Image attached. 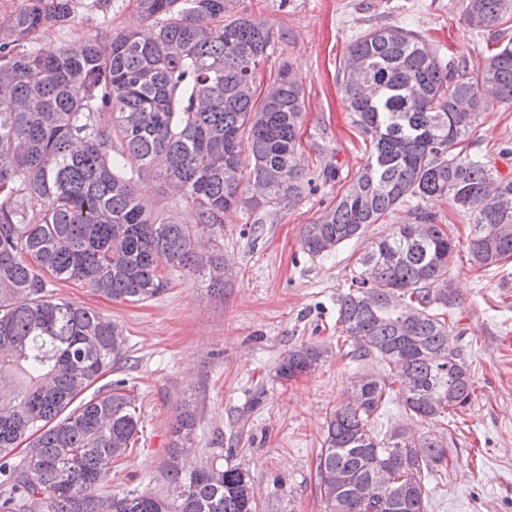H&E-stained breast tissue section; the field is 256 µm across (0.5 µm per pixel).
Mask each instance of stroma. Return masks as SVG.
I'll use <instances>...</instances> for the list:
<instances>
[{
    "label": "stroma",
    "mask_w": 512,
    "mask_h": 512,
    "mask_svg": "<svg viewBox=\"0 0 512 512\" xmlns=\"http://www.w3.org/2000/svg\"><path fill=\"white\" fill-rule=\"evenodd\" d=\"M135 0H73L71 23L40 32L44 52L141 27ZM237 11L261 20L272 34L258 77L273 82L287 65L299 77L305 110L299 154L317 188L295 207L275 212L242 208L222 228L204 227L211 252L224 258V288L216 291L189 272H175L155 299L116 302L77 281L48 279L49 296L111 317L127 339L124 359L87 396L121 383L135 398L139 429L126 457L98 482L100 495L167 490L164 463L182 408L196 415L195 462L216 461L246 471L257 512H325L315 489L313 460L325 420L346 401L353 381L379 373L374 359L354 360L337 346L336 299L348 286L365 243L351 241L309 256L307 224L336 203L366 161L362 136L351 124L337 81L347 46L370 29L397 24L438 42L444 54L476 56L487 40L464 19L463 0H236ZM473 152L512 173V105L489 97L471 136ZM332 165L327 181L318 174ZM154 213L190 219L182 198L156 177L139 184ZM428 209L452 219L460 243L449 267L455 315L475 381V397L455 422H416L419 433L444 440L448 464L429 482L428 512H512V259L471 265L468 226L449 201ZM328 348L311 372L281 379L277 368L300 345Z\"/></svg>",
    "instance_id": "1"
}]
</instances>
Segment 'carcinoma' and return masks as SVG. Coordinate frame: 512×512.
I'll return each instance as SVG.
<instances>
[{"label":"carcinoma","instance_id":"cac0c4a2","mask_svg":"<svg viewBox=\"0 0 512 512\" xmlns=\"http://www.w3.org/2000/svg\"><path fill=\"white\" fill-rule=\"evenodd\" d=\"M147 31H126L78 54L33 50L32 36L72 19V0H30L0 21V512H257L249 475L186 459L194 415L164 464L169 494L102 497L101 472L138 432L135 398L120 389L73 406L126 353L123 331L90 308L46 295L45 276L77 280L115 301L160 295L166 273L224 282V260L198 250L195 225L222 226L238 206L291 208L312 180L298 158L304 99L282 66L256 84L271 37L233 14V0H135ZM464 20L495 31L488 55L443 59L418 32L389 24L348 48L338 81L366 163L336 204L306 226L318 256L361 238L401 206L410 222L369 241L336 324L352 358L385 374L358 377L326 419L315 458L326 512H427V483L448 448L396 425L371 424L392 396L422 421H443L474 398L450 336L458 297L448 268L451 225L423 205L451 201L471 224V264L512 259V175L463 146L482 94L512 104V0H465ZM250 139L245 162L238 141ZM154 174L183 192L195 224L149 210L138 182ZM327 349L288 352L279 376L316 366ZM27 456L14 461L19 441Z\"/></svg>","mask_w":512,"mask_h":512}]
</instances>
